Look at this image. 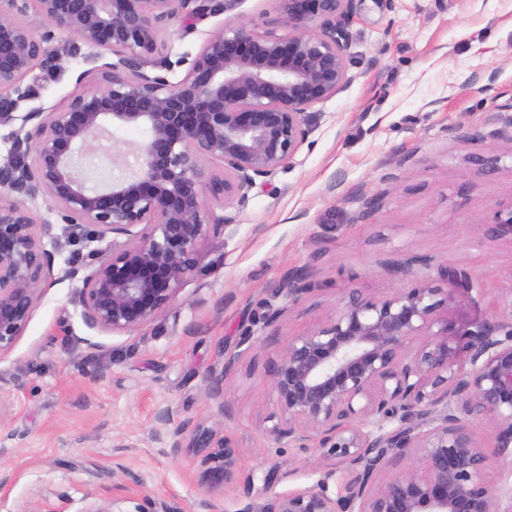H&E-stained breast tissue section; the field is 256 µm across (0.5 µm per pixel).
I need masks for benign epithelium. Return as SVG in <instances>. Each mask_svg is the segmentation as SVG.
<instances>
[{
  "mask_svg": "<svg viewBox=\"0 0 512 512\" xmlns=\"http://www.w3.org/2000/svg\"><path fill=\"white\" fill-rule=\"evenodd\" d=\"M240 2L0 0V126L19 123L0 160V356L24 332L53 274L45 241L58 236L30 201L48 199L66 241L80 246L66 277L81 278L75 303L86 325L136 332L196 277L205 227L230 223L214 205L233 206L255 178L287 165L307 139V111L347 84L356 0H274L285 35L230 16L196 53L173 61L163 52L168 25L187 33ZM30 9L45 26L41 35L18 19ZM57 35L72 40L74 55L82 45L94 57L110 53L105 83L84 71L81 91L47 112L16 114L40 96L38 82H26L35 66L59 68L60 57L43 47ZM110 125H144L150 137L129 175L93 185L78 160ZM490 233L512 237V202L499 206ZM416 266L430 268L431 258L384 263L394 273ZM438 278L445 287L419 282L384 298L347 288L337 312L269 360L268 447L313 451L325 477L342 470L345 480L333 496L324 480L288 492L270 481L266 503L241 512H512V309L467 323L462 347L452 350L448 309L481 295L484 284L453 265ZM285 290L294 305L312 283L292 274ZM259 341L243 336L210 373L207 397L220 409L224 380ZM483 424L485 441L476 434ZM185 446L204 452V495L251 486L230 436L183 421L168 448L176 456ZM396 453L412 456V465L387 476Z\"/></svg>",
  "mask_w": 512,
  "mask_h": 512,
  "instance_id": "obj_1",
  "label": "benign epithelium"
}]
</instances>
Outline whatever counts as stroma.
Instances as JSON below:
<instances>
[{
	"mask_svg": "<svg viewBox=\"0 0 512 512\" xmlns=\"http://www.w3.org/2000/svg\"><path fill=\"white\" fill-rule=\"evenodd\" d=\"M240 24L286 34L273 0H241ZM224 16L183 32L168 27L164 50L195 53ZM348 30L349 81L307 112L309 135L289 165L256 178L242 202L217 209L231 224L209 225L203 271L143 329L104 334L89 328L65 278L70 248L55 251L53 279L13 349L0 357V512H85L122 484L119 512L160 499L174 512L201 506L202 453L172 456L152 433L157 406L175 420L202 422L231 435L252 490L228 488L213 500L240 512L278 490L326 480L311 455L268 448L264 419L273 395L263 372L292 335L324 322L346 288L389 295L398 284L382 261L428 255L481 278L487 289L453 305L452 319L489 307L512 309V239L492 237L499 204L512 200V0H361ZM57 37L44 48L60 68H35V106L51 109L78 91V75L101 70L64 53ZM147 128L113 126L85 167L95 181L122 176L116 157L134 161ZM497 158L487 170L479 157ZM307 269L314 291L289 305L281 288ZM283 309L264 326L267 309ZM260 336L226 382L229 411L206 398L207 377L246 333ZM126 471L109 473L115 463Z\"/></svg>",
	"mask_w": 512,
	"mask_h": 512,
	"instance_id": "1",
	"label": "stroma"
}]
</instances>
